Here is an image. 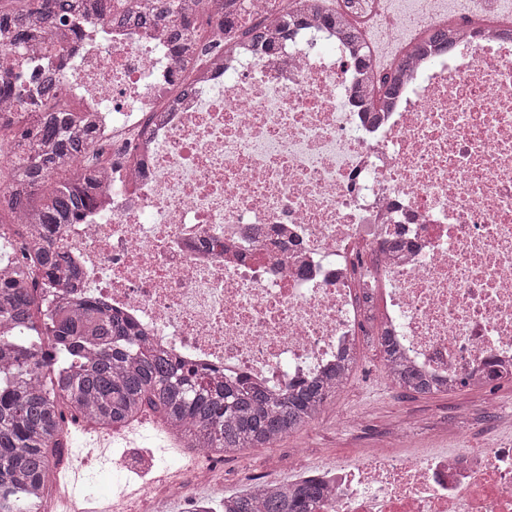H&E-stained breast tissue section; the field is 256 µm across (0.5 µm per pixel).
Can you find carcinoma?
Here are the masks:
<instances>
[{
    "label": "carcinoma",
    "mask_w": 512,
    "mask_h": 512,
    "mask_svg": "<svg viewBox=\"0 0 512 512\" xmlns=\"http://www.w3.org/2000/svg\"><path fill=\"white\" fill-rule=\"evenodd\" d=\"M93 0H0V33L15 44L42 45L58 26H76ZM185 0H138L121 23L151 26L167 21L171 42L193 47ZM455 27L446 23L423 31L402 53L405 62L436 43L448 48ZM368 104L386 106L397 79L369 80ZM12 99L23 111L0 120V183L15 190L0 199V224H21L30 257L0 278V512H40L57 448L62 446L64 412H74L108 429L138 419L145 408L186 447L214 453L265 448L309 425L349 380L358 358L343 368L338 383L290 388L271 400L259 392L224 387L181 363L147 348H136L132 329L95 304L50 307L40 289L73 281L76 271L51 244L50 233L94 207L102 176V144L84 113L65 104L61 74L44 71L29 83L0 71V102ZM40 336L51 337L43 350ZM78 364L65 372L51 353ZM388 377L417 395H435L406 367ZM320 495L313 483L283 484L260 499L245 492L224 496V512H312Z\"/></svg>",
    "instance_id": "cac0c4a2"
}]
</instances>
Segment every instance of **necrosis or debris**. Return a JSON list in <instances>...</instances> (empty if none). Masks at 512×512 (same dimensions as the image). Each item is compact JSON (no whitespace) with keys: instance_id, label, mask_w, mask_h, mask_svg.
I'll list each match as a JSON object with an SVG mask.
<instances>
[{"instance_id":"necrosis-or-debris-1","label":"necrosis or debris","mask_w":512,"mask_h":512,"mask_svg":"<svg viewBox=\"0 0 512 512\" xmlns=\"http://www.w3.org/2000/svg\"><path fill=\"white\" fill-rule=\"evenodd\" d=\"M213 54L195 90L163 24L87 19L63 71L112 159L94 209L55 245L80 270L55 299L100 303L173 359L278 394L324 381L376 335L436 388L491 390L512 373V28L457 21L397 76L389 108L365 86L379 68L324 0H210ZM402 46L443 10L421 0H337ZM415 445L410 415L348 461L290 470L327 489L312 512H512V443ZM224 459L160 469L157 498L202 502Z\"/></svg>"}]
</instances>
